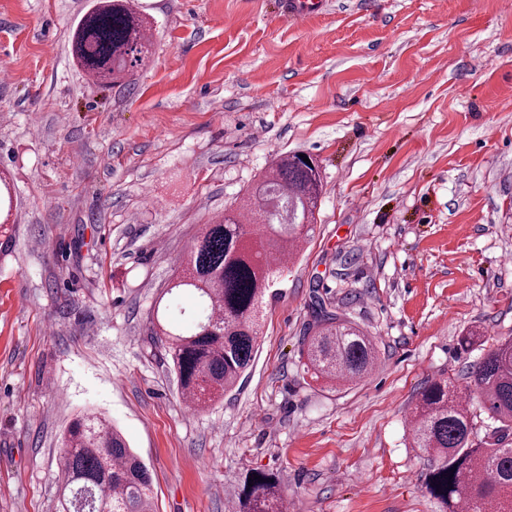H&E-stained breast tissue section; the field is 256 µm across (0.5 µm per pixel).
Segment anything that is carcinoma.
<instances>
[{
  "label": "carcinoma",
  "instance_id": "obj_1",
  "mask_svg": "<svg viewBox=\"0 0 512 512\" xmlns=\"http://www.w3.org/2000/svg\"><path fill=\"white\" fill-rule=\"evenodd\" d=\"M151 21L132 0H93L72 26L69 51L99 83L125 79L146 65ZM321 171L300 154L278 156L238 210L205 225L185 268L166 293L193 291L198 310L190 323H169L158 311L151 334L165 348L181 392L198 407L232 391L254 358L263 300L276 283L283 254L297 246L314 220ZM304 371L316 382L341 386L373 370V338L351 317L320 307L303 340ZM470 392L492 424L478 436L475 415L451 379L424 387L413 410L412 447L426 454L425 492L440 512H512V339L499 342L472 368ZM61 512H153L152 481L119 431L87 412L69 425L60 460ZM239 512H285L279 484L263 474L245 486Z\"/></svg>",
  "mask_w": 512,
  "mask_h": 512
}]
</instances>
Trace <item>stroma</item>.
Listing matches in <instances>:
<instances>
[{
	"instance_id": "35a3bbf8",
	"label": "stroma",
	"mask_w": 512,
	"mask_h": 512,
	"mask_svg": "<svg viewBox=\"0 0 512 512\" xmlns=\"http://www.w3.org/2000/svg\"><path fill=\"white\" fill-rule=\"evenodd\" d=\"M137 3L152 60L101 84L68 51L89 0H0V512H58L86 412L155 512H226L260 471L287 512H438L409 415L512 337V0H324L300 24L281 0ZM283 153L321 167L314 228L245 379L186 410L155 300ZM319 298L374 337L365 379L305 374Z\"/></svg>"
}]
</instances>
